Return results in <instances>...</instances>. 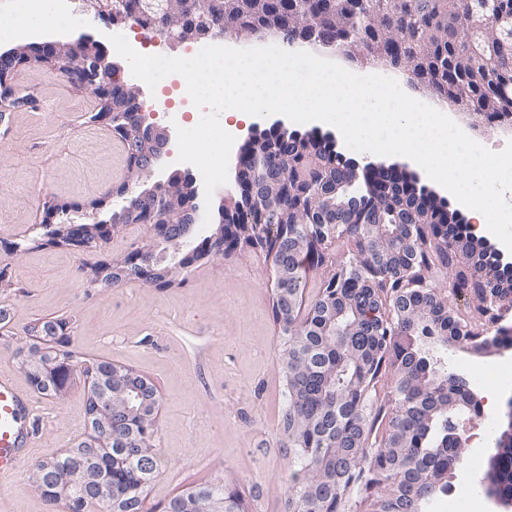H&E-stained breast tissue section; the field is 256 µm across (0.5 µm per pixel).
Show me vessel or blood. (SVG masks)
Wrapping results in <instances>:
<instances>
[{
	"label": "vessel or blood",
	"instance_id": "b4317fda",
	"mask_svg": "<svg viewBox=\"0 0 512 512\" xmlns=\"http://www.w3.org/2000/svg\"><path fill=\"white\" fill-rule=\"evenodd\" d=\"M33 400L9 376L0 374V479L12 475L33 436Z\"/></svg>",
	"mask_w": 512,
	"mask_h": 512
}]
</instances>
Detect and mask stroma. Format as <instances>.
<instances>
[{
  "label": "stroma",
  "mask_w": 512,
  "mask_h": 512,
  "mask_svg": "<svg viewBox=\"0 0 512 512\" xmlns=\"http://www.w3.org/2000/svg\"><path fill=\"white\" fill-rule=\"evenodd\" d=\"M13 82L34 90L37 102L0 126V265L19 290H0L9 321L0 328V371L21 386L29 381L15 357L30 346L26 327L61 320L69 348L89 363L105 361L132 369L158 391L156 451L161 464L146 490L144 512H165L169 500L194 485L223 479L248 505L247 512H283L288 454L278 428L283 403L282 341L272 318L273 270L251 249L203 261L184 284L158 288L143 281L113 288L90 287L86 272L100 259L120 257L130 243L148 239L144 226L130 224L113 236L104 253L44 246L12 254L9 242L43 220L42 204L54 197L79 204L85 222L101 218L95 201L126 179L121 148L107 128L86 123L91 94L54 73L16 71ZM172 74L155 90H143L149 123L175 132L170 113L194 127L200 112ZM164 98L165 108L153 107ZM449 367L479 376L483 389H498L506 402L491 415L489 435L468 445L481 465L459 482L464 507L435 499L424 512H495L490 498L472 489L497 444L512 429V383L503 384L494 350L467 353L430 343ZM87 383L76 378L59 395L34 394L37 436L14 477L0 481V512H65L50 506L32 482L33 461L58 455L86 439Z\"/></svg>",
  "instance_id": "35a3bbf8"
}]
</instances>
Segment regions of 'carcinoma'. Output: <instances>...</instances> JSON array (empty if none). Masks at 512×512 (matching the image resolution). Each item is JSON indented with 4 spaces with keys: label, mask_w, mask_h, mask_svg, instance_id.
I'll use <instances>...</instances> for the list:
<instances>
[{
    "label": "carcinoma",
    "mask_w": 512,
    "mask_h": 512,
    "mask_svg": "<svg viewBox=\"0 0 512 512\" xmlns=\"http://www.w3.org/2000/svg\"><path fill=\"white\" fill-rule=\"evenodd\" d=\"M187 11H208L224 35L267 34L269 13L254 0H178ZM349 0H271L270 13L288 19L278 37L288 45L310 22L317 43L339 38L356 45L368 64L412 65L416 84L448 99L463 95L487 123L512 124V37L494 24L470 27L480 0H356L357 15L339 25L327 8ZM144 103L112 82L108 126L123 141L144 119ZM262 146L242 147L246 169L218 208L219 218L235 214L260 224L259 249L274 255L279 285L291 301L308 300L283 312L284 297L273 296L272 311L283 343L285 408L280 421L288 450L284 512H349L375 496L374 512H422L423 505L448 492V472L463 463L465 440L451 437L450 418L471 400L452 385L457 372L438 366L418 341L434 336L455 349L482 351L496 346L491 327L512 310V266L475 241L464 217L417 179L395 167L364 164L336 150L329 134L301 133L272 125L257 129ZM169 189L156 186L136 195L116 190L120 202L108 209L106 224L168 225L165 237L136 264L103 263L92 281L109 288L139 279L158 288L170 284L167 245L184 240L197 222L192 207L173 210ZM46 211L63 219L80 206L54 198ZM34 232L9 243L8 251L38 248ZM465 297L458 314L449 297ZM58 349L39 358L41 370L64 379L79 362L68 349L67 323L45 321ZM91 386L111 381L103 363L84 366ZM122 409L112 413L110 448L85 441L63 455L39 460L32 479L40 490L72 467L115 470L112 498L102 512H142L144 492L159 469L148 420L152 394L135 379L123 378ZM490 487L512 500V447L490 459L478 491ZM97 491L86 487L66 495L69 512H86ZM223 502V512H245L239 495L215 479L183 492Z\"/></svg>",
    "instance_id": "cac0c4a2"
}]
</instances>
